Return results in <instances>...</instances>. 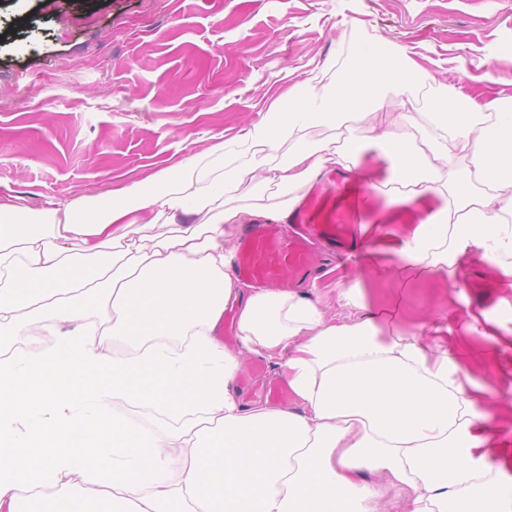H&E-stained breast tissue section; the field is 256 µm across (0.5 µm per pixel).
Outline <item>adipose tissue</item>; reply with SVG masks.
I'll return each instance as SVG.
<instances>
[{"label":"adipose tissue","instance_id":"ef3b65f1","mask_svg":"<svg viewBox=\"0 0 512 512\" xmlns=\"http://www.w3.org/2000/svg\"><path fill=\"white\" fill-rule=\"evenodd\" d=\"M314 129L332 136L310 142ZM373 155L398 203L430 206L401 237L363 225L366 281L456 284L477 255L512 276V97L437 81L380 37L151 177L39 210L0 202V512L36 489L77 512H386L389 488L409 491L406 512H512V441L492 390L460 379L463 339L442 345L437 321L388 333L356 284L338 290L346 318L232 272L239 225L286 221L314 180ZM230 301L234 353L213 336ZM244 354L282 370L291 407L241 399ZM114 401L156 425L134 428Z\"/></svg>","mask_w":512,"mask_h":512}]
</instances>
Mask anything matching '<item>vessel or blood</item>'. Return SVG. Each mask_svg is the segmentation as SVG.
Instances as JSON below:
<instances>
[{
	"instance_id": "b4317fda",
	"label": "vessel or blood",
	"mask_w": 512,
	"mask_h": 512,
	"mask_svg": "<svg viewBox=\"0 0 512 512\" xmlns=\"http://www.w3.org/2000/svg\"><path fill=\"white\" fill-rule=\"evenodd\" d=\"M377 180L355 182L352 175L328 174L304 197L287 224H243L239 227L233 266L236 275L256 285L292 286L320 263L315 243L349 253L357 227L371 223L360 199L375 200L392 192Z\"/></svg>"
}]
</instances>
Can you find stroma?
I'll list each match as a JSON object with an SVG mask.
<instances>
[{"instance_id":"stroma-1","label":"stroma","mask_w":512,"mask_h":512,"mask_svg":"<svg viewBox=\"0 0 512 512\" xmlns=\"http://www.w3.org/2000/svg\"><path fill=\"white\" fill-rule=\"evenodd\" d=\"M439 60L438 79L512 42V0H0V201L32 208L128 184L261 119L269 102L337 51L343 22ZM487 261L467 286L379 283L370 304L401 297L392 332L421 318L449 337L512 355V286ZM486 312L491 336L461 311Z\"/></svg>"}]
</instances>
